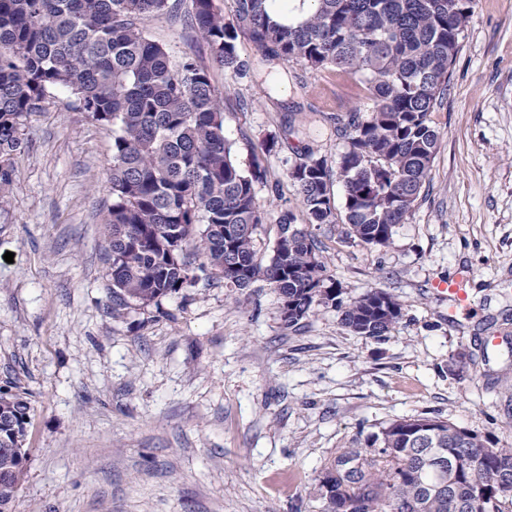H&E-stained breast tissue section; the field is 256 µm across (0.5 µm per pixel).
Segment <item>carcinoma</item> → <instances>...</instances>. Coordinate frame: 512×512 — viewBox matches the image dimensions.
<instances>
[{
  "instance_id": "carcinoma-1",
  "label": "carcinoma",
  "mask_w": 512,
  "mask_h": 512,
  "mask_svg": "<svg viewBox=\"0 0 512 512\" xmlns=\"http://www.w3.org/2000/svg\"><path fill=\"white\" fill-rule=\"evenodd\" d=\"M314 2L288 25L267 0H234L228 21L213 0H191L188 11L213 61L235 80L253 73L237 49L245 36L269 62L351 76L372 101L334 117L345 139L335 164L310 147L294 150L285 176L307 225L280 213L264 259L255 184L266 170L234 160L207 70L189 57L172 61L146 32L183 0H0V189L25 147L23 119L42 108L49 89H69L83 111L112 127V314L194 285L198 268L209 284L275 288L289 327L317 305L334 307L346 328L367 337L402 318L403 304L382 289L343 298L309 226L335 223L334 178L345 188L347 236L375 248L392 243L430 178L440 142L430 114L448 87L472 0ZM29 420L22 396L0 393V512H13ZM364 442L367 450L343 448L325 466L326 512H512L511 444L427 416L395 420ZM430 453L447 463L443 487L425 463Z\"/></svg>"
}]
</instances>
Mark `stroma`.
Wrapping results in <instances>:
<instances>
[{
    "instance_id": "1",
    "label": "stroma",
    "mask_w": 512,
    "mask_h": 512,
    "mask_svg": "<svg viewBox=\"0 0 512 512\" xmlns=\"http://www.w3.org/2000/svg\"><path fill=\"white\" fill-rule=\"evenodd\" d=\"M148 34L207 69L241 166L278 140L256 187L268 257L277 212L306 221L284 176L294 149L335 160L332 117L361 88L299 66L280 92L233 80L182 13ZM431 119L430 181L389 247L344 237L338 181L337 220L315 231L345 296L378 287L402 303L385 336L354 334L323 305L286 326L263 282L199 284L116 318L112 130L49 89L0 203V389L30 405L15 512H324L325 465L393 420L435 416L512 444V0H473ZM460 274L473 310L452 318L433 288Z\"/></svg>"
}]
</instances>
